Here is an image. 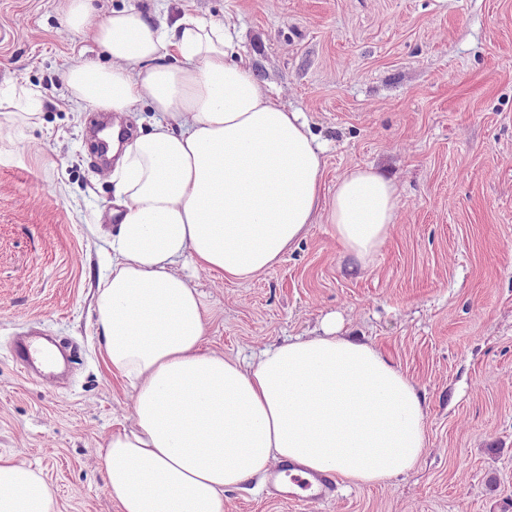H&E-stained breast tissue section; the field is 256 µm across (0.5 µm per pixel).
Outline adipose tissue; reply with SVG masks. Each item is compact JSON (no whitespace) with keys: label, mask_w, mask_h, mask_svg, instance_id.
Segmentation results:
<instances>
[{"label":"adipose tissue","mask_w":512,"mask_h":512,"mask_svg":"<svg viewBox=\"0 0 512 512\" xmlns=\"http://www.w3.org/2000/svg\"><path fill=\"white\" fill-rule=\"evenodd\" d=\"M109 64L65 77L72 102L104 112L147 106L150 132L125 142L112 174L118 230L96 297L104 358L134 399L112 433L105 489L118 512H225V490L272 462L377 487L428 446L414 382L326 315L249 358L204 346L206 308L190 273L246 281L308 234L321 209L361 261L397 221L396 186L356 167L324 196V152L304 114L258 86L236 27L195 13L151 22L112 10L93 32ZM0 512H57L54 488L0 457Z\"/></svg>","instance_id":"adipose-tissue-1"}]
</instances>
